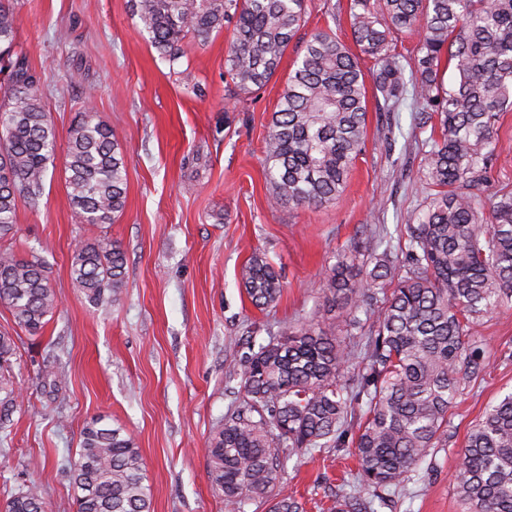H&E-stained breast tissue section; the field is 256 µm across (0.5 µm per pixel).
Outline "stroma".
I'll return each instance as SVG.
<instances>
[{
	"instance_id": "obj_1",
	"label": "stroma",
	"mask_w": 512,
	"mask_h": 512,
	"mask_svg": "<svg viewBox=\"0 0 512 512\" xmlns=\"http://www.w3.org/2000/svg\"><path fill=\"white\" fill-rule=\"evenodd\" d=\"M18 41L40 80L57 148L37 204L19 203L12 249L45 260L58 308L39 336L21 332L0 306V331L15 336L10 375L21 393L9 435H0V503L37 484L48 512H75L60 462L102 416L130 433L142 455L153 512H233L211 487L206 448L242 399L230 359L249 337L263 341L310 320L329 269L367 236L391 247L428 195L421 162L431 130H419L411 95L384 101L366 74V148L345 191L318 208L270 202L264 139L297 51L332 28L355 48L351 0H308L306 24L267 86L230 91L225 52L231 29L190 44L176 69L161 63L131 0H14ZM120 138L127 198L115 223H80L65 182L68 131L84 104ZM499 151L486 197L512 192V110L498 123ZM106 235L127 256L121 301L91 307L75 288L76 240ZM260 252L279 272L278 302L256 309L238 282ZM489 368L449 412L450 432L431 467L376 502V512H462L451 483L458 451L486 408L512 392V306L478 328ZM53 362L54 375L44 365ZM327 448L286 460L283 480L307 512H328L330 490L356 469Z\"/></svg>"
}]
</instances>
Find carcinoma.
<instances>
[{"mask_svg":"<svg viewBox=\"0 0 512 512\" xmlns=\"http://www.w3.org/2000/svg\"><path fill=\"white\" fill-rule=\"evenodd\" d=\"M162 62L175 69L186 39L204 44L233 26L227 72L239 96L266 86L305 25L306 0H131ZM360 52L374 60V84L387 100L405 87L393 47L396 34L418 37L410 82L422 102L424 129L437 120L441 140L424 154L433 193L417 223L406 225L405 250L368 240L329 269L323 305L336 320L311 319L233 354L245 404L211 437L207 474L233 509L263 500L268 512H304L280 474V451L310 455L335 448L355 455L356 489L336 495L334 512H374L383 493L405 485L448 435V411L489 366L477 326L512 302V193H482L497 156L496 125L512 106V0H352ZM13 10L0 0V241L16 232L18 202H38L56 129L17 50ZM454 63L453 84L439 77ZM366 86L358 57L336 35L310 36L294 62L264 142L265 174L276 206L318 207L343 192L365 149ZM65 174L84 224L114 223L126 203V163L112 128L85 106L68 132ZM126 253L108 237L76 241L70 275L88 303H119ZM240 281L258 309L274 305L283 285L253 252ZM0 305L17 326L40 335L58 307L45 261L0 248ZM369 336L356 376L343 383L351 338ZM0 333V430L11 426L20 393L2 370L16 355ZM365 400L364 417L352 401ZM68 472L77 512H151L144 466L130 434L97 418L81 432ZM455 493L465 512H512V394L492 405L458 451ZM7 512H45L31 484Z\"/></svg>","mask_w":512,"mask_h":512,"instance_id":"1","label":"carcinoma"}]
</instances>
